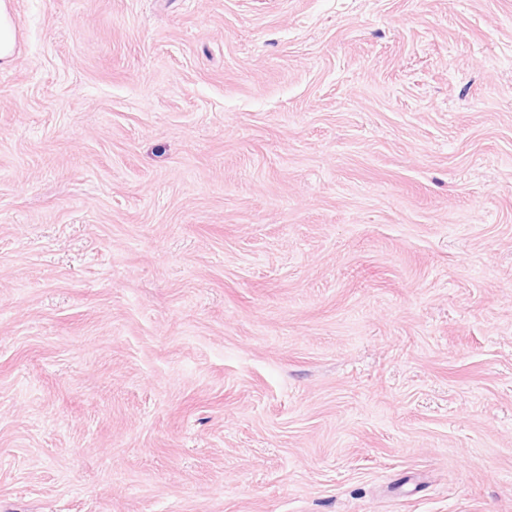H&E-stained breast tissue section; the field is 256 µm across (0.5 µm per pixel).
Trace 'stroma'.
Segmentation results:
<instances>
[{
  "label": "stroma",
  "instance_id": "stroma-1",
  "mask_svg": "<svg viewBox=\"0 0 512 512\" xmlns=\"http://www.w3.org/2000/svg\"><path fill=\"white\" fill-rule=\"evenodd\" d=\"M0 512H512V0H19Z\"/></svg>",
  "mask_w": 512,
  "mask_h": 512
}]
</instances>
